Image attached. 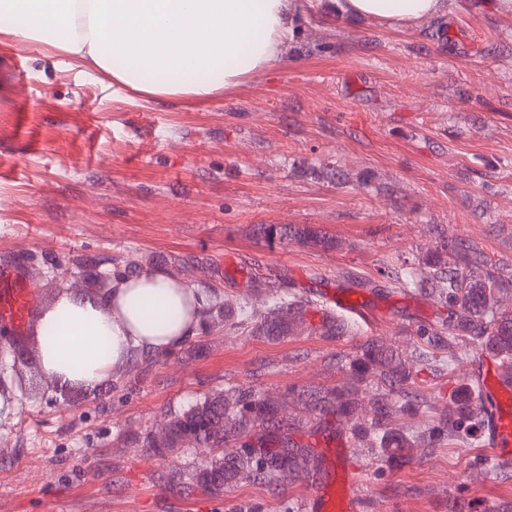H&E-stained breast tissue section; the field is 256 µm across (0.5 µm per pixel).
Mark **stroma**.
I'll return each instance as SVG.
<instances>
[{
	"label": "stroma",
	"instance_id": "1",
	"mask_svg": "<svg viewBox=\"0 0 512 512\" xmlns=\"http://www.w3.org/2000/svg\"><path fill=\"white\" fill-rule=\"evenodd\" d=\"M491 0H461L444 19L394 31L320 4L298 16L280 63L199 104L149 100L108 87L46 46L0 33V262L36 270L38 307L84 273L115 281L126 265L152 266L261 311L248 278L275 276L309 302L304 325L278 341L226 320L165 355L136 351L95 391L61 403L52 384L0 415V512H302L304 479L243 481L212 496L188 475L195 449L160 457L145 438L156 422L207 394L248 387L267 396L377 382L357 361L380 338L426 350L407 390L444 414L478 401L469 359L446 364L422 328L445 331L448 309L403 293L393 268L422 265L436 241H469L512 270V17ZM334 166L340 183L321 176ZM262 224H307L323 249L258 234ZM83 259L77 268L74 258ZM338 287L371 316L339 313L319 294ZM344 318L347 334L325 336ZM34 331L0 327V376L32 375ZM289 432L309 444L330 479L361 476L369 512H501L512 506V459L482 441L419 449L401 466L351 435L327 439L318 420L288 405ZM345 443L346 460L336 456Z\"/></svg>",
	"mask_w": 512,
	"mask_h": 512
}]
</instances>
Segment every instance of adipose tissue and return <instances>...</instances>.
I'll list each match as a JSON object with an SVG mask.
<instances>
[{
    "label": "adipose tissue",
    "instance_id": "1",
    "mask_svg": "<svg viewBox=\"0 0 512 512\" xmlns=\"http://www.w3.org/2000/svg\"><path fill=\"white\" fill-rule=\"evenodd\" d=\"M338 15L375 18L394 29L451 13L455 0H334ZM313 0H0L19 15L1 28L45 44L145 96L197 102L276 66L292 20ZM206 297L159 270L115 282L104 295L63 293L40 318L61 338L40 348L44 376L61 390L92 391L133 351L164 352L194 336Z\"/></svg>",
    "mask_w": 512,
    "mask_h": 512
}]
</instances>
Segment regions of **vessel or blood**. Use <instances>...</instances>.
Masks as SVG:
<instances>
[{
	"label": "vessel or blood",
	"mask_w": 512,
	"mask_h": 512,
	"mask_svg": "<svg viewBox=\"0 0 512 512\" xmlns=\"http://www.w3.org/2000/svg\"><path fill=\"white\" fill-rule=\"evenodd\" d=\"M30 275L19 264L0 266V323L9 324L15 335H23L34 312L35 300L29 288ZM469 381L480 388L485 409L486 445L498 457H512V385L500 375L499 368L478 359L468 369ZM348 489L336 497L320 483H313L303 501L304 512H361L362 498L357 494L356 473L346 476Z\"/></svg>",
	"instance_id": "1"
}]
</instances>
